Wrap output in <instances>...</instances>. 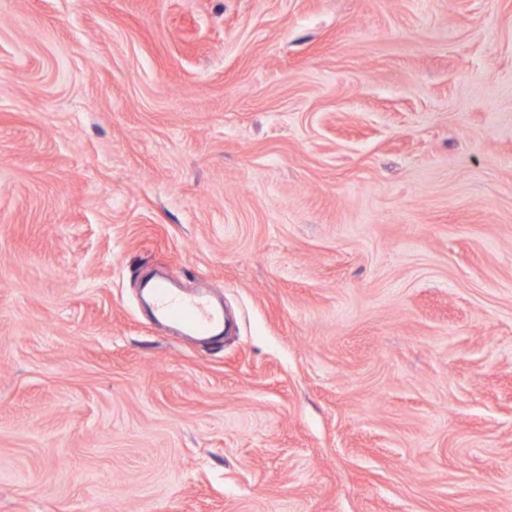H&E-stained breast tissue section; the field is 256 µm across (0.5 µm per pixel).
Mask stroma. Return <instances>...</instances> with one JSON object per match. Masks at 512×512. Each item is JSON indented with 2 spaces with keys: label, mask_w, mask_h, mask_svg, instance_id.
<instances>
[{
  "label": "stroma",
  "mask_w": 512,
  "mask_h": 512,
  "mask_svg": "<svg viewBox=\"0 0 512 512\" xmlns=\"http://www.w3.org/2000/svg\"><path fill=\"white\" fill-rule=\"evenodd\" d=\"M0 512H512V0H0ZM153 302L161 316L179 324L189 332L212 335L227 327L222 310L216 308L204 292L193 297L181 296L163 283L154 286Z\"/></svg>",
  "instance_id": "obj_1"
}]
</instances>
